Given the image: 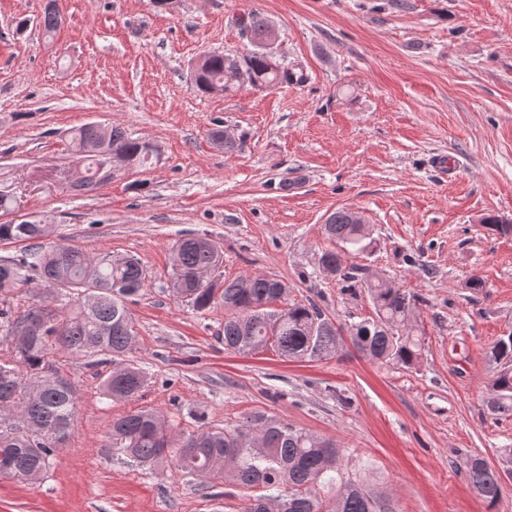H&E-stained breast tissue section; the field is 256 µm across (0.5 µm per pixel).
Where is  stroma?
I'll return each instance as SVG.
<instances>
[{"mask_svg": "<svg viewBox=\"0 0 512 512\" xmlns=\"http://www.w3.org/2000/svg\"><path fill=\"white\" fill-rule=\"evenodd\" d=\"M42 7L0 0V223L43 218L51 241L141 259L148 280L128 308L149 380L112 401L100 391L109 364L59 353L79 389L71 435L42 480L0 476V512H243L254 489L201 483L172 460L148 473L112 451L113 419L141 406L176 435L259 410L331 439L343 472L393 512H491L465 479L477 455L501 472L499 510L512 512V417L485 406L486 353L512 330V233L484 224L512 218V0H59L54 35L17 32ZM254 11L306 82L197 92L205 55L252 50ZM89 122L122 125L160 154L75 192L70 132ZM216 128L239 148L217 144ZM341 208L375 239L345 264L419 298L415 367L372 361L347 335L311 362L228 353L223 306L197 311L169 286L176 243L207 235L222 277H276L289 300L344 326L370 318L367 293L318 266L332 246L323 224Z\"/></svg>", "mask_w": 512, "mask_h": 512, "instance_id": "stroma-1", "label": "stroma"}]
</instances>
